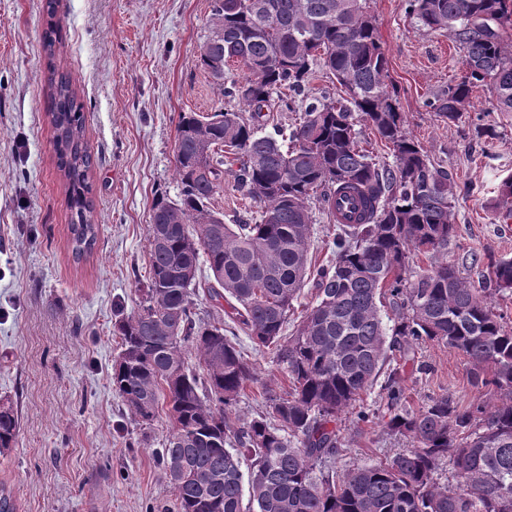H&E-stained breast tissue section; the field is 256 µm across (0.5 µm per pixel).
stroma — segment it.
Returning <instances> with one entry per match:
<instances>
[{
    "instance_id": "obj_1",
    "label": "stroma",
    "mask_w": 512,
    "mask_h": 512,
    "mask_svg": "<svg viewBox=\"0 0 512 512\" xmlns=\"http://www.w3.org/2000/svg\"><path fill=\"white\" fill-rule=\"evenodd\" d=\"M63 49L53 61L70 73L84 105L85 139L98 235L75 260L70 210L57 168L49 114L48 59L42 34L46 0H0V402L20 420L13 448L0 453V482L21 512H157L172 488L155 451L164 419L135 421L112 388L119 352L116 308L136 309L148 282V230L158 195L177 199L174 145L178 116L238 110L198 61L211 0H55ZM389 77L401 90L406 128L431 160L457 181V236L448 258L512 257V223H499L498 185L512 174V112L478 90L472 109L496 136L479 138L426 106L463 71L462 54L443 33L409 17L403 0H366ZM257 370L229 412L233 424L267 413V393L290 384L272 350L241 334ZM470 365L436 342L405 366V396L418 409L452 395L466 406L483 392ZM341 451L328 467L343 472L409 447L383 422L340 424Z\"/></svg>"
}]
</instances>
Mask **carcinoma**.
Listing matches in <instances>:
<instances>
[{"label": "carcinoma", "instance_id": "carcinoma-1", "mask_svg": "<svg viewBox=\"0 0 512 512\" xmlns=\"http://www.w3.org/2000/svg\"><path fill=\"white\" fill-rule=\"evenodd\" d=\"M363 2L212 0L199 62L250 116L179 114L180 194L153 205L148 285L137 311L118 323L112 366V389L131 416L149 425L163 412L172 424L156 457L174 512H512V327L492 305L512 295V258L490 261L476 285L448 262L457 183L406 131L400 90ZM404 2L406 13L447 33L464 53L460 80L427 107L450 123L467 118L478 137L492 135L485 113L469 115L466 106L473 89L487 87L495 109L512 112V45L503 36L512 0ZM59 39V25L49 24V56ZM316 65L344 97L304 95ZM50 96L70 244L80 260L97 242L93 157L70 79H52ZM273 105L299 114L287 146L262 132L263 110ZM363 124L384 140L392 162L381 164L360 147ZM205 153L211 169L203 175ZM226 170L256 208L237 224L224 223L211 206ZM351 195L362 205L359 220L336 224L330 260L312 264V205L332 218L336 199ZM496 213L504 223L512 219V175L498 186ZM413 251L442 260L409 278ZM308 285L316 302L285 339L294 301ZM200 294L220 310L228 305L226 316L205 318ZM238 328L274 351L292 392L267 394V414L235 427L227 412L257 382L238 348ZM426 340L462 353L471 384L487 389L488 399L462 407L442 394L421 409L407 406L404 370L391 362L412 360ZM383 373L385 428L412 447L339 475L326 469L339 452V417ZM18 426L14 411L0 412V449L13 447ZM446 460L453 475L442 485L434 475Z\"/></svg>", "mask_w": 512, "mask_h": 512}]
</instances>
